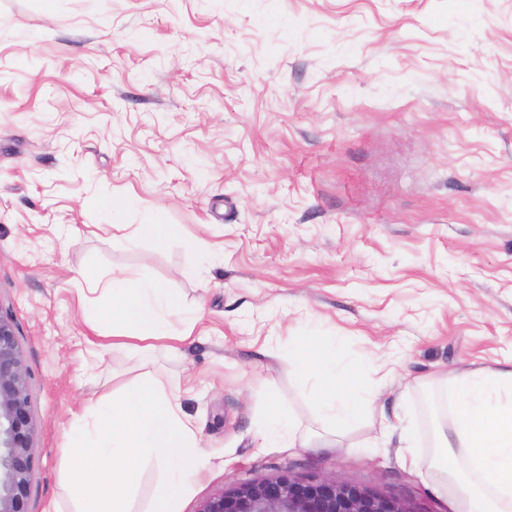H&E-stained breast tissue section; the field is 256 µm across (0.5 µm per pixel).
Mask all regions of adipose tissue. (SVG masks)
Masks as SVG:
<instances>
[{
  "label": "adipose tissue",
  "instance_id": "ef3b65f1",
  "mask_svg": "<svg viewBox=\"0 0 512 512\" xmlns=\"http://www.w3.org/2000/svg\"><path fill=\"white\" fill-rule=\"evenodd\" d=\"M87 290L97 297L91 312L99 341L91 351L98 357L102 339H115L122 349L147 351L158 341H184L199 320L198 312L184 311L166 289L126 272L91 279ZM176 316L185 325L179 334L172 325ZM288 361L308 388L322 432L312 435L273 406L258 432L261 447L335 448L337 431L370 412L374 391L364 387L361 369L341 361L335 342L304 338L289 345ZM451 395L454 408L434 441L431 460L412 452L413 436L403 421L396 433L377 437V444L398 439L403 467L423 479L462 487L456 512H512V368H473L453 378Z\"/></svg>",
  "mask_w": 512,
  "mask_h": 512
}]
</instances>
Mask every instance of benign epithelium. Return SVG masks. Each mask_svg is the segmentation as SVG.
<instances>
[{
  "label": "benign epithelium",
  "instance_id": "1",
  "mask_svg": "<svg viewBox=\"0 0 512 512\" xmlns=\"http://www.w3.org/2000/svg\"><path fill=\"white\" fill-rule=\"evenodd\" d=\"M36 426L29 370L12 315L0 309V512H28ZM198 512H416L367 487L281 475L234 485Z\"/></svg>",
  "mask_w": 512,
  "mask_h": 512
}]
</instances>
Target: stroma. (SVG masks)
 I'll list each match as a JSON object with an SVG mask.
<instances>
[{
  "label": "stroma",
  "mask_w": 512,
  "mask_h": 512,
  "mask_svg": "<svg viewBox=\"0 0 512 512\" xmlns=\"http://www.w3.org/2000/svg\"><path fill=\"white\" fill-rule=\"evenodd\" d=\"M158 220L203 249L91 232ZM83 270L199 307L192 338L85 376ZM0 309L30 372V512H70L73 412L146 371L186 386L215 459L179 512L285 473L452 512L367 443L401 399L430 457L450 377L512 362V0H0ZM303 336L372 363L380 398L339 448H258L275 401L320 428L286 357Z\"/></svg>",
  "instance_id": "35a3bbf8"
}]
</instances>
